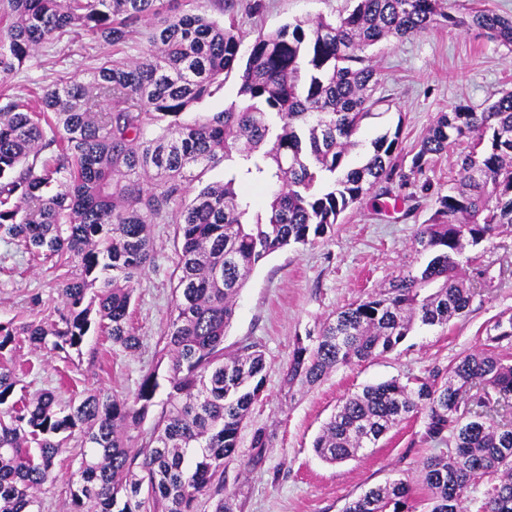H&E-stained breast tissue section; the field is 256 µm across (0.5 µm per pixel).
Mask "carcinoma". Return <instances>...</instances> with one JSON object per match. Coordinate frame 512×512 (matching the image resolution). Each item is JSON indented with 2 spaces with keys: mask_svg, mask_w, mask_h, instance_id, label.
I'll list each match as a JSON object with an SVG mask.
<instances>
[{
  "mask_svg": "<svg viewBox=\"0 0 512 512\" xmlns=\"http://www.w3.org/2000/svg\"><path fill=\"white\" fill-rule=\"evenodd\" d=\"M182 0H0V78L31 52L79 30L112 46L134 41L150 21L158 53L146 61L103 58L87 74L42 90L39 108L20 98L0 106V241L32 260L73 266L59 285L64 308L49 324L0 323V512H39L38 493L75 434L86 450L71 479L68 512H233L225 472L264 384L265 354L255 342L233 350L224 336L251 271L291 244L326 238L339 217L377 185L411 183L465 140L459 177L436 199L430 223L414 237L427 263L334 313L317 336L297 339L286 377L314 386L338 365L392 352L415 325L446 327L465 317L489 287L487 270L465 279L466 247L512 230V90L480 111L441 112L399 167L400 130L371 142L360 158L361 123L382 103L373 48L438 26L474 30L512 51V17L488 9L454 14L447 0H352L335 19H296L259 35L242 56L234 16L220 23L180 9ZM238 75L240 102L190 122L180 116ZM169 125L153 129L159 116ZM236 160L222 183L207 185L176 212L170 205L199 175ZM266 186L262 209L240 182ZM178 225L182 244L174 309L163 340L169 392L140 447L130 446L154 406L157 369L124 398L102 390L60 400L45 390L16 394L24 369L5 353L28 345L69 353L93 328L112 349L133 354L130 324L136 284L149 268L150 227ZM512 312L487 330L484 348L429 371L415 386L399 379L343 397L313 442L329 464L356 458L394 426L422 413L424 441L450 450L423 462L424 512H460L463 492L483 476L498 483L480 512H512ZM271 438L260 427L241 473L262 466ZM344 512H417L404 479L368 488Z\"/></svg>",
  "mask_w": 512,
  "mask_h": 512,
  "instance_id": "cac0c4a2",
  "label": "carcinoma"
}]
</instances>
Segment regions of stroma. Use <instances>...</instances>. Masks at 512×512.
Instances as JSON below:
<instances>
[{
    "label": "stroma",
    "mask_w": 512,
    "mask_h": 512,
    "mask_svg": "<svg viewBox=\"0 0 512 512\" xmlns=\"http://www.w3.org/2000/svg\"><path fill=\"white\" fill-rule=\"evenodd\" d=\"M247 0H235L236 21L243 47L258 34L276 30L296 19L337 18L351 10L352 0H263L254 15ZM111 46L80 34L35 52L20 75L0 80V95L25 93L34 86L59 83L63 75L87 72ZM378 72L375 97L380 113L366 120L359 134L363 146L377 136L399 131L402 163L412 155L438 113L465 104L482 109L500 93L512 90V51L474 31L437 27L428 33L391 40L374 50ZM455 154L438 158L423 175L430 185L399 189L400 203L390 208V196L371 191L351 206L330 234L313 245L278 250L250 274L237 303L224 345L258 342L265 354L263 392L241 429V455L251 451L253 428L265 427L272 446L260 469L247 476L237 467L227 473L234 493V512H344L368 487L389 479H414L423 461L440 452L421 441L423 416L393 428L377 446L341 464L322 461L313 441L335 412L343 396L364 386L393 378L407 382L436 366H446L462 354L482 348L486 327L496 315L512 310V233L497 237L481 252L492 284L475 297L465 318L448 327H419L385 356L342 366L312 388L285 382L288 361L297 338L316 333L333 312L386 285L400 272L422 266L414 235L428 223L438 195L447 194L458 177ZM153 262L136 287L131 322L142 345L134 354L115 352L106 336L90 332L82 347L69 354L21 348L17 362L31 366L22 381L28 395L52 390L61 400L87 389L116 396L131 394L152 367H166L160 338L172 310L173 271L180 243L175 224L152 227ZM67 268L29 262L21 246L0 241V322L47 321L63 309L59 284ZM39 303H32V296ZM79 439H71L54 470L55 479L40 494L42 512H67L69 476L78 466Z\"/></svg>",
    "instance_id": "stroma-1"
}]
</instances>
